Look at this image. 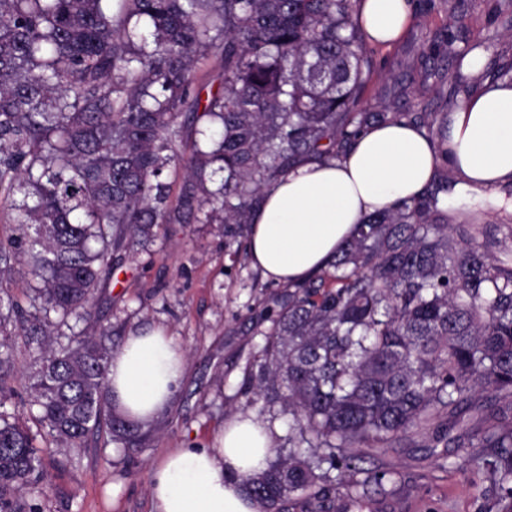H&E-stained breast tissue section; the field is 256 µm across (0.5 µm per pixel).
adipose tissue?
Listing matches in <instances>:
<instances>
[{
    "mask_svg": "<svg viewBox=\"0 0 512 512\" xmlns=\"http://www.w3.org/2000/svg\"><path fill=\"white\" fill-rule=\"evenodd\" d=\"M353 17L371 43L390 47L413 21L410 0H357ZM440 159L425 130L384 123L362 133L345 158L303 161L263 192L250 226L248 255L270 281L299 284L326 270L357 224L415 196ZM448 166L464 189L512 185V84L485 85L448 116ZM183 355L160 329L127 336L112 354L109 385L117 407L149 419L166 405ZM275 452L270 430L236 414L211 447L174 448L150 470L151 512H259L243 485Z\"/></svg>",
    "mask_w": 512,
    "mask_h": 512,
    "instance_id": "1",
    "label": "adipose tissue"
}]
</instances>
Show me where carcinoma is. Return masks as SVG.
I'll return each mask as SVG.
<instances>
[{"label": "carcinoma", "instance_id": "1", "mask_svg": "<svg viewBox=\"0 0 512 512\" xmlns=\"http://www.w3.org/2000/svg\"><path fill=\"white\" fill-rule=\"evenodd\" d=\"M0 0V320L34 353L33 405L56 448L105 427L136 446L142 423L111 404L112 332L89 324L112 256L160 224H252L264 187L307 159H340L368 127L438 124L448 113L362 112L370 73L354 0ZM470 50L451 53L455 91ZM224 61L201 100L196 73ZM195 129L185 141L187 124ZM184 170L177 203L171 171ZM37 282L32 311L15 276ZM253 395L288 406V448L246 478L264 512L298 496L358 498L387 470L368 450L432 431L450 470L475 471V499L512 512V225L448 223L438 192L374 212L322 275L270 315ZM79 331H74L78 325ZM72 337L63 344L55 330ZM14 369L0 341V398ZM473 410L478 423L461 427ZM40 467L22 417L0 411V512Z\"/></svg>", "mask_w": 512, "mask_h": 512}]
</instances>
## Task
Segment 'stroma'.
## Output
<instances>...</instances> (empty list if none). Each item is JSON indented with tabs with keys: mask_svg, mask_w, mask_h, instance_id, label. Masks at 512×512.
<instances>
[{
	"mask_svg": "<svg viewBox=\"0 0 512 512\" xmlns=\"http://www.w3.org/2000/svg\"><path fill=\"white\" fill-rule=\"evenodd\" d=\"M501 0H412L413 24L397 45H367L372 62L361 109L365 112H449L464 102L444 50L480 44L486 72L512 63V21ZM448 177V202L457 212L479 214L482 223L502 218L488 197L460 191ZM247 236L235 224H166L155 238L133 242L114 257L112 272L95 296L91 321L112 330L115 344L139 329L160 327L184 351L186 368L170 402L149 422L135 448L107 435L78 448L46 452L50 438L35 419L27 425L40 449L41 478L15 496L19 512H151L150 467L174 448L210 447L225 420L254 415L285 447L288 419L280 406L251 402L244 383L276 310L283 285L252 267ZM15 369L8 380L7 410L30 403L27 374L32 356L22 337H11ZM443 448L416 436L412 447L373 454L394 473L383 489L353 498L336 490L341 512H477L469 475L442 466Z\"/></svg>",
	"mask_w": 512,
	"mask_h": 512,
	"instance_id": "35a3bbf8",
	"label": "stroma"
}]
</instances>
